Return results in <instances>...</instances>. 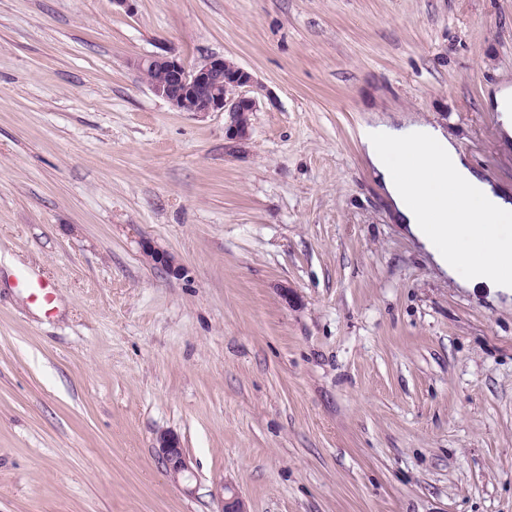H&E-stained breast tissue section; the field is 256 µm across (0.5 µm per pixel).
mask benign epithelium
I'll return each mask as SVG.
<instances>
[{"label": "benign epithelium", "instance_id": "7a95c632", "mask_svg": "<svg viewBox=\"0 0 512 512\" xmlns=\"http://www.w3.org/2000/svg\"><path fill=\"white\" fill-rule=\"evenodd\" d=\"M151 91L180 112H225L229 116L227 137L239 142L249 138L251 115L257 101L247 94L253 86V75L236 62L225 57H210L199 64L189 65L172 56H146L135 62ZM160 74L157 80L149 78ZM144 255L155 266L178 274L168 254L150 246ZM155 447L170 476L178 481L187 479L191 468L180 441L172 432H161L155 438ZM219 512H247L242 499L231 492L219 494Z\"/></svg>", "mask_w": 512, "mask_h": 512}]
</instances>
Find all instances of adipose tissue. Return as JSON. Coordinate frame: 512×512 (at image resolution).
Listing matches in <instances>:
<instances>
[{"label":"adipose tissue","instance_id":"adipose-tissue-1","mask_svg":"<svg viewBox=\"0 0 512 512\" xmlns=\"http://www.w3.org/2000/svg\"><path fill=\"white\" fill-rule=\"evenodd\" d=\"M361 144L406 227L434 264L460 287L489 289L512 297V196L479 177L443 129L408 118L375 117L363 127ZM418 160L403 172L402 157ZM448 185V202L429 222L420 204L429 198L430 178Z\"/></svg>","mask_w":512,"mask_h":512}]
</instances>
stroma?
Returning <instances> with one entry per match:
<instances>
[{
  "label": "stroma",
  "mask_w": 512,
  "mask_h": 512,
  "mask_svg": "<svg viewBox=\"0 0 512 512\" xmlns=\"http://www.w3.org/2000/svg\"><path fill=\"white\" fill-rule=\"evenodd\" d=\"M147 55L251 72L249 139ZM506 81L512 0H0V512H512V302L440 274L360 139L440 126L512 193ZM492 106L500 113L499 121L505 134L512 139V87L503 84L492 97ZM155 448H158L162 462L174 480L189 478L191 468L177 435L172 432L159 433L155 438Z\"/></svg>",
  "instance_id": "obj_1"
}]
</instances>
